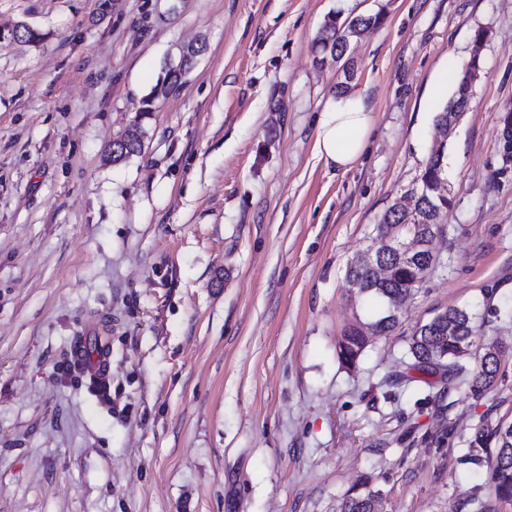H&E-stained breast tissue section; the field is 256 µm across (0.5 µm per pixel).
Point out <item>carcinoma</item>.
I'll return each instance as SVG.
<instances>
[{
    "instance_id": "cac0c4a2",
    "label": "carcinoma",
    "mask_w": 512,
    "mask_h": 512,
    "mask_svg": "<svg viewBox=\"0 0 512 512\" xmlns=\"http://www.w3.org/2000/svg\"><path fill=\"white\" fill-rule=\"evenodd\" d=\"M380 23V17L358 15L341 18L335 15L329 18L318 33L316 44L320 54L331 59L341 58L345 54L343 28H349L352 35ZM206 49L203 43L190 45L182 52L177 64H168L157 86L142 100V107L135 120L119 137L121 149L110 152L108 159L112 163L123 162L140 153L146 135L144 120L153 112L155 101L160 96H167L178 91L183 76L191 69L199 53ZM465 76H460L456 90L434 118L433 135L448 126V118H455L466 111L471 91L465 88ZM420 176L423 182L434 181L437 177H446L447 169L444 153L441 149H431L428 160ZM405 196L414 201L419 222L412 223V234L422 239L432 233L442 234L444 227L435 221L441 200L437 192L426 195L416 194L414 187L405 190ZM405 212L397 210V205H390L377 225V238L382 239L396 233V225L403 223ZM393 273L385 280L376 279L366 263L361 259L351 263L346 270L348 283L356 287L358 295L372 297L381 301L385 309L380 316L369 322H358L343 334L346 344H338V354L355 358L362 354V330L368 328L373 336H388L399 325L400 317L391 314L393 303L420 289L417 282L425 280L435 266L433 255L427 249H421L413 255L410 262L400 263L399 256L392 252L388 255ZM480 327L476 325L471 312L465 308L452 307L432 317L428 322L415 327L407 340L408 355L412 359L411 367L423 374L432 373L431 367L439 365L444 368L443 377L462 378L469 391L476 397L493 389L498 384L500 356L503 350L491 345L485 347L476 369L469 370L461 359L471 355ZM494 448H489L490 442ZM473 448L491 449L490 486L495 498L501 501L512 500V424H497L490 428L481 426L476 429L470 441ZM340 512H377V492L369 488V480L364 479L344 498Z\"/></svg>"
}]
</instances>
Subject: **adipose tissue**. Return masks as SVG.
<instances>
[{
  "label": "adipose tissue",
  "instance_id": "adipose-tissue-1",
  "mask_svg": "<svg viewBox=\"0 0 512 512\" xmlns=\"http://www.w3.org/2000/svg\"><path fill=\"white\" fill-rule=\"evenodd\" d=\"M374 127V114L362 95L341 98L324 112L316 150L326 163L350 168L363 154Z\"/></svg>",
  "mask_w": 512,
  "mask_h": 512
}]
</instances>
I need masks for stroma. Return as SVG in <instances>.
<instances>
[{"label":"stroma","mask_w":512,"mask_h":512,"mask_svg":"<svg viewBox=\"0 0 512 512\" xmlns=\"http://www.w3.org/2000/svg\"><path fill=\"white\" fill-rule=\"evenodd\" d=\"M354 77L318 60L329 16ZM25 23L38 43L3 35ZM488 34L445 146L454 205L400 323L355 368L338 342L379 302L348 263L432 147L430 89ZM140 154L105 156L187 44ZM375 125L347 170L315 150L336 85ZM512 0H0V512H338L368 477L379 512H512L471 460L512 423ZM470 308L498 386L399 380L416 324ZM112 345L110 402L72 349ZM380 23L379 16L358 15L355 17H346L342 19L340 15H335L325 22L318 33L316 44L320 50L321 61L329 56L331 59L342 58L345 54L343 31L350 30L352 36H356L366 27ZM347 24L346 26H344ZM344 26V27H343ZM343 29V31H342Z\"/></svg>","instance_id":"stroma-1"}]
</instances>
